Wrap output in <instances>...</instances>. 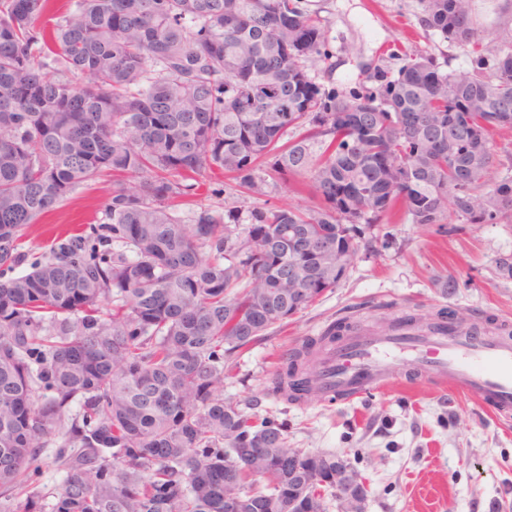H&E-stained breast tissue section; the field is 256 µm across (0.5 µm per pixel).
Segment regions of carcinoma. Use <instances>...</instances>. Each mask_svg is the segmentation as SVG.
Wrapping results in <instances>:
<instances>
[{
    "instance_id": "cac0c4a2",
    "label": "carcinoma",
    "mask_w": 512,
    "mask_h": 512,
    "mask_svg": "<svg viewBox=\"0 0 512 512\" xmlns=\"http://www.w3.org/2000/svg\"><path fill=\"white\" fill-rule=\"evenodd\" d=\"M472 2L418 0L471 73L411 51L341 96L310 75L326 30L305 0H76L47 32L49 0H0V493L30 488L13 512H231L238 498L288 512L285 426L219 387L235 352L340 284L314 245L350 264L364 230L399 213L512 223L491 196L512 197L495 139L512 122L492 119L512 113V41L484 46ZM264 169L318 204L247 224L173 210L215 170L266 196ZM105 176V221L28 260L25 229ZM291 260L317 287L283 276ZM335 339L333 324L283 356L272 391L307 395L303 362ZM52 437L64 479L43 494Z\"/></svg>"
}]
</instances>
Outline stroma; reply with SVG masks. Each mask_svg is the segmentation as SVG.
Masks as SVG:
<instances>
[{
	"label": "stroma",
	"mask_w": 512,
	"mask_h": 512,
	"mask_svg": "<svg viewBox=\"0 0 512 512\" xmlns=\"http://www.w3.org/2000/svg\"><path fill=\"white\" fill-rule=\"evenodd\" d=\"M326 21L329 58L313 78L347 94L375 87L374 64L394 73L400 54L419 48L441 71L472 70L467 48L454 46L419 23L417 0H307ZM482 41H512V0H474ZM222 174L195 204H179L183 221L196 207L223 212L238 207L249 217L259 200L226 188ZM111 183L78 188L51 214L26 229L24 249L42 254L54 236L97 224ZM512 224H417L401 216L367 230L340 284L271 331L260 343L232 356L221 392L253 404L259 417L288 425V445L342 459L367 489L365 512H512V422L498 419L469 395L429 380L406 386L397 366L370 399L330 404L323 399L287 403L267 388L289 348L317 336L331 322L352 330L406 315L426 317L445 309L481 336H512Z\"/></svg>",
	"instance_id": "stroma-1"
}]
</instances>
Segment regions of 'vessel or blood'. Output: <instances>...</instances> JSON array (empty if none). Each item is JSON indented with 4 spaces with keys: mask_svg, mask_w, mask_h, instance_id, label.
I'll return each instance as SVG.
<instances>
[{
    "mask_svg": "<svg viewBox=\"0 0 512 512\" xmlns=\"http://www.w3.org/2000/svg\"><path fill=\"white\" fill-rule=\"evenodd\" d=\"M398 361L435 385L477 399L502 418L512 417V342L475 340L458 331L355 333L322 360L317 386L334 400L364 399L379 391Z\"/></svg>",
    "mask_w": 512,
    "mask_h": 512,
    "instance_id": "1",
    "label": "vessel or blood"
}]
</instances>
